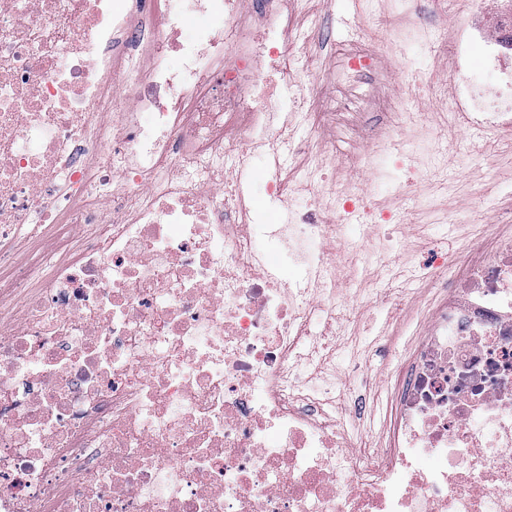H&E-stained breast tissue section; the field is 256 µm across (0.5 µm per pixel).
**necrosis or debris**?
<instances>
[{"label": "necrosis or debris", "instance_id": "1", "mask_svg": "<svg viewBox=\"0 0 512 512\" xmlns=\"http://www.w3.org/2000/svg\"><path fill=\"white\" fill-rule=\"evenodd\" d=\"M285 0H0V512H512V234L448 279L398 395L388 447L352 437L301 351L332 344L337 239L404 229L448 145L410 148L425 94L512 128L482 8L487 78L408 72L396 130L364 154L330 84L381 77L379 51L298 56ZM206 20L191 38L192 20ZM310 134L283 137L282 115ZM286 154L288 211L258 230L232 171ZM408 168L397 204L327 181L371 156ZM268 239L288 250L272 259Z\"/></svg>", "mask_w": 512, "mask_h": 512}]
</instances>
